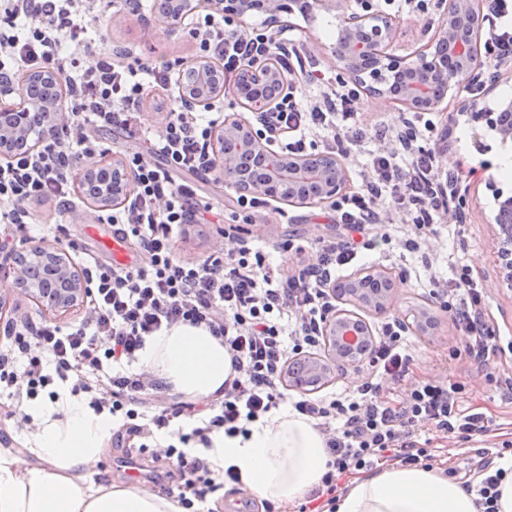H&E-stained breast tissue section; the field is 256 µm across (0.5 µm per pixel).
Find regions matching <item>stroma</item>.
Wrapping results in <instances>:
<instances>
[{"mask_svg":"<svg viewBox=\"0 0 512 512\" xmlns=\"http://www.w3.org/2000/svg\"><path fill=\"white\" fill-rule=\"evenodd\" d=\"M442 2L427 0L422 10L409 4L393 13L400 53L411 52L426 43L429 29L439 18ZM281 23L291 27L295 45L311 56L319 69L328 76H336L338 68L331 53L340 24L336 13L317 8L307 17L297 13L282 15ZM105 24L112 46L127 52L152 58H177L186 65L196 59V43L185 26L173 29L153 15L128 10L114 18L106 17ZM468 98L463 87L449 92L439 114L442 139L437 144L443 168L459 167L469 172L466 194L469 209L464 238H457L453 222L444 214L436 223L434 233L422 237L417 250H408L404 235L397 233L389 246L369 256L371 266L385 269L395 280L396 301L389 315L399 320L417 303L436 305V298L423 286L426 274L449 278L454 265L461 262L469 266L472 275L483 285L484 318L500 346L499 352L490 354L487 364H478L465 356L470 338L448 319H441L434 336L412 332L407 335L413 357L412 377L464 383L465 388L458 396L460 410L485 416L487 433L480 442L449 437L423 424L414 428L420 447L429 452L427 462L431 469L456 477H475L483 474L486 467L498 466L503 442L512 443V404L502 401L495 387L485 380V369L489 366L497 367L501 377L512 379V293L499 292L495 284L491 228L494 200L486 187L493 177L502 142L494 132L473 126L458 114L459 104ZM197 193L213 205L215 213L210 223L188 225L178 235L174 256L183 264L200 263L219 246L226 249L249 246L270 252L273 261L286 268L290 265L287 254L275 250L279 242L290 237L332 240L339 232L335 224L323 218L324 206L320 203L306 207L287 204L282 213L271 211L265 218L246 224L222 218L221 211L229 206L234 194L223 179L209 175L198 183ZM29 209L34 220L29 228L31 236H38L40 225L49 224L61 246L68 248L77 261L112 262V251L107 243L115 238L113 228L101 220L92 204L80 202L73 217L61 214L51 200L32 202ZM0 297L5 300L0 307V347L7 342L5 327L18 328L29 322L64 327L83 317L79 311L62 319L44 314L33 301L14 294L13 280L8 275H0ZM139 445V439L129 436L111 440L105 455L90 469L94 483L123 482L133 471L139 485L171 497L178 496L177 485L169 478L164 462L157 460L153 452L141 451Z\"/></svg>","mask_w":512,"mask_h":512,"instance_id":"stroma-1","label":"stroma"}]
</instances>
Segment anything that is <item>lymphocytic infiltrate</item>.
Here are the masks:
<instances>
[{
	"instance_id": "lymphocytic-infiltrate-1",
	"label": "lymphocytic infiltrate",
	"mask_w": 512,
	"mask_h": 512,
	"mask_svg": "<svg viewBox=\"0 0 512 512\" xmlns=\"http://www.w3.org/2000/svg\"><path fill=\"white\" fill-rule=\"evenodd\" d=\"M492 2L483 53L496 62L512 58V0ZM104 11L97 0H0V78L52 70L69 93L68 122L55 138L35 154L0 163V240L15 237L28 222L31 201L50 198L63 212L73 211L69 174L101 151L93 130L131 129L146 79L171 83L181 67L176 60L148 62L95 44L84 61L66 56V43L98 30ZM188 33L200 58L217 61L228 80L253 61L276 60L288 90L262 113L259 131L270 139L284 137V151L347 157L365 139L385 140V148L368 160L362 185L329 205L344 234L305 245L292 238L281 242L294 263L289 270L247 248L220 249L192 266L176 261L175 230L201 223L213 206L198 198L193 183L176 181L175 175L212 172L205 145L218 120L173 102L154 143L162 164L136 151L126 153L134 178L132 199L107 217L117 236L137 242L141 260L87 268L90 306L79 324L30 323L14 331L9 345L0 349V389L10 398L0 414L16 417L17 402L36 399L55 381L69 380L73 392L94 393L97 410L127 418L134 436H149L167 427L180 410L158 398L148 400V393L161 392V384L141 373H120L119 367L137 360L147 337L162 328L204 325L223 338L236 375L225 383L222 400L205 405L202 425L177 433L176 443L164 453L183 481V492L202 500L219 485L207 463L193 455L191 443H208L209 433L218 428L238 433L242 423L277 408L290 358L317 344V328L331 306L329 278L357 265L363 251L389 244L394 227L386 222L387 212L411 213L406 245L417 248L420 237L432 232L436 217L456 199L464 174L442 169L436 151L419 145L420 139L434 138L438 113L415 112L390 125L364 127L353 110L362 87L327 76L307 57L294 55L267 23L245 27L240 19L208 12L192 20ZM301 83L318 87V98L305 101L297 90ZM312 130L319 131V139L307 140ZM433 286L449 321L472 338L468 357L486 363L498 346L484 320L480 281L461 265L448 282L437 280ZM44 350L53 357V372L44 369ZM411 362L399 322L387 321L369 354V374L355 393L295 401V410L314 420L326 436L329 460L322 486L327 493H335L350 468L363 469L386 457L419 462L426 451L414 438L417 424L446 435L485 434L483 414L460 412V384L410 380ZM382 377L405 383L403 396L385 392L378 383Z\"/></svg>"
}]
</instances>
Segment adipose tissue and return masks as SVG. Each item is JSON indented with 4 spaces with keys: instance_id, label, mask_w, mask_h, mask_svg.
I'll list each match as a JSON object with an SVG mask.
<instances>
[{
    "instance_id": "obj_1",
    "label": "adipose tissue",
    "mask_w": 512,
    "mask_h": 512,
    "mask_svg": "<svg viewBox=\"0 0 512 512\" xmlns=\"http://www.w3.org/2000/svg\"><path fill=\"white\" fill-rule=\"evenodd\" d=\"M145 369L172 394L223 397L235 370L222 338L205 326L179 324L149 337ZM37 426L25 453L0 448V512H183L178 501L133 484H95L90 465L106 453L112 417L69 389L27 409ZM197 454L218 475L239 473L238 486L274 505L303 499L327 471L324 435L313 420L282 407L233 435L215 429ZM334 512H480L466 480L416 465H389L351 480Z\"/></svg>"
}]
</instances>
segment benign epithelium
<instances>
[{"label": "benign epithelium", "mask_w": 512, "mask_h": 512, "mask_svg": "<svg viewBox=\"0 0 512 512\" xmlns=\"http://www.w3.org/2000/svg\"><path fill=\"white\" fill-rule=\"evenodd\" d=\"M262 2V13L270 23L280 22L284 13L306 16L305 0H154L153 13L172 27L186 16L205 7L216 14L245 18ZM314 4L334 10L342 21L332 55L348 77L368 87L369 94L401 106L406 112H436L441 109L448 89L462 86L481 68V41L484 12L478 0H448L427 44L409 54L394 50L398 37L389 16L372 10L368 3L361 11L351 10L349 0H314ZM512 77V63L501 61L484 83L491 91L503 79ZM286 79L270 60L255 62L240 71L234 84L237 98L244 104L262 92L272 106L282 96ZM15 84L0 81V158L7 160L18 152L31 154L52 139L67 120L64 86L51 70L33 71ZM226 87L222 70L201 60L182 70L179 78L180 101L188 108L208 107L223 99ZM459 112L469 122L495 132L502 142L512 140V100H502L491 108L475 101L461 105ZM268 140L253 130L245 119L233 118L212 131L207 148L216 160V170L224 181L240 193L263 194L303 205L315 200L331 202L343 195L347 169L328 153L283 154L271 151ZM102 181L105 191L95 197L101 211L117 202L131 200L132 177L123 161L114 156L87 163L79 172V193L91 182ZM494 199V214L512 211V194L487 183ZM495 276L497 286L512 292V224L493 220ZM29 253L38 258L28 262L9 252L0 257L13 269L18 294L34 299L41 310L62 317L86 303L89 288L83 268L69 251L60 246L36 245ZM384 280L383 272L347 276L329 288L336 305L329 309L318 335L323 353H307L292 360L284 377L288 387L302 392L308 387L298 381L299 373L317 378V386L328 384L333 376L354 366L370 352L373 331L367 315L391 310L395 281L384 288H367L368 282Z\"/></svg>", "instance_id": "7a95c632"}]
</instances>
